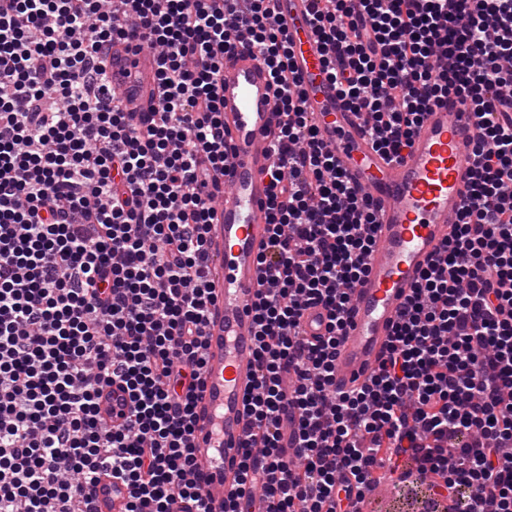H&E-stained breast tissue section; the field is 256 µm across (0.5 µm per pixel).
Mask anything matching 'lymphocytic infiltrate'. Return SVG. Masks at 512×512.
I'll list each match as a JSON object with an SVG mask.
<instances>
[{"label":"lymphocytic infiltrate","mask_w":512,"mask_h":512,"mask_svg":"<svg viewBox=\"0 0 512 512\" xmlns=\"http://www.w3.org/2000/svg\"><path fill=\"white\" fill-rule=\"evenodd\" d=\"M271 16V0H0V512H90L103 473L129 487L126 512H209L190 394L211 302L205 189L224 174L219 82L240 26L281 120L258 381L224 512H348L381 470L452 512H512V0H314L343 61L331 77L378 149L399 154L450 95L481 125L452 238L373 377L343 393L336 351L375 215L310 126ZM119 44L157 59L159 109L137 124L103 65ZM312 305L328 312L313 339ZM116 382L131 405L112 428L96 400ZM291 411L297 461L281 453ZM327 320V312L321 306H313L306 309L301 319L302 331L307 336H319Z\"/></svg>","instance_id":"lymphocytic-infiltrate-1"}]
</instances>
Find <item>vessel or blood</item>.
I'll use <instances>...</instances> for the list:
<instances>
[{"label":"vessel or blood","instance_id":"b4317fda","mask_svg":"<svg viewBox=\"0 0 512 512\" xmlns=\"http://www.w3.org/2000/svg\"><path fill=\"white\" fill-rule=\"evenodd\" d=\"M275 24L288 39L309 122L346 179L368 195L375 214L374 244L365 274L349 288V314L337 347L334 384L349 391L377 368L406 305L430 263L447 242L466 199L477 162L478 120L456 97L430 105L421 127L397 159L374 147L365 115L349 109L330 76L335 62L312 21V0H272ZM157 64L150 51L113 47L108 78L134 121L155 106L149 91ZM224 148L227 161L208 226L206 280L211 315L204 327L206 357L196 390L191 446L196 478L211 512L238 489V465L248 439L246 397L257 384L254 305L266 273L260 255L267 242L269 170L277 157L274 89L267 66L243 42L224 64ZM323 307L306 309L301 328L321 335ZM129 396L119 385L103 389L99 407L120 424ZM128 490L101 475L93 487V512H125Z\"/></svg>","mask_w":512,"mask_h":512}]
</instances>
